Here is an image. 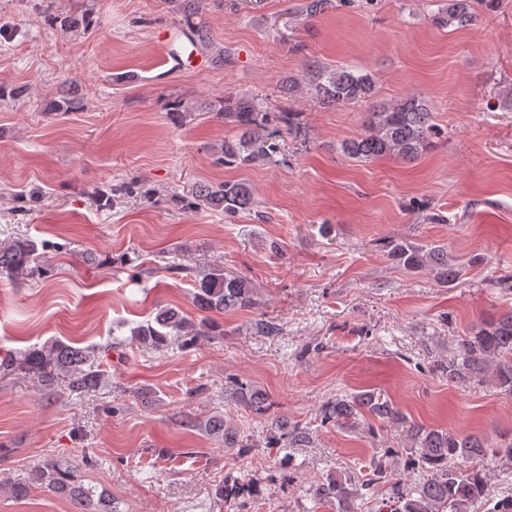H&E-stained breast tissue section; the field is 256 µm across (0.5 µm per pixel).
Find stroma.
Instances as JSON below:
<instances>
[{
	"instance_id": "35a3bbf8",
	"label": "stroma",
	"mask_w": 512,
	"mask_h": 512,
	"mask_svg": "<svg viewBox=\"0 0 512 512\" xmlns=\"http://www.w3.org/2000/svg\"><path fill=\"white\" fill-rule=\"evenodd\" d=\"M304 2L211 9L225 61L201 53L183 66L157 39L188 38L173 0H0V243L34 240L47 269L0 278V350L76 342L107 378L82 396L63 377H0V481L77 461L119 512H318L330 476L361 480L376 458L395 476L412 446L403 427L323 421L338 397L372 389L420 426L512 434V395L430 367L441 343L512 309V0L475 8L465 27L439 25L436 0H333L314 18ZM46 7L95 23L66 35L45 24ZM309 60L370 71L375 96L282 99L281 79L302 78ZM71 86L81 108L58 110ZM231 92L299 112L272 162L216 164L213 147L234 131L210 107ZM412 93L442 130L433 149L371 163L340 152L366 112ZM175 99L190 106L178 121ZM224 180L250 185L267 220L184 207L196 185ZM398 239L447 246L459 278L443 286L398 266L386 250ZM185 247L250 281L254 305L216 314L224 333L211 340L160 353L127 344L159 308L199 320L193 275L170 269ZM237 381L270 410L233 395ZM216 414L237 443L208 430ZM489 468L471 512L512 501V464ZM228 475L253 493L219 498ZM0 512L72 506L36 486L24 500L0 494Z\"/></svg>"
}]
</instances>
